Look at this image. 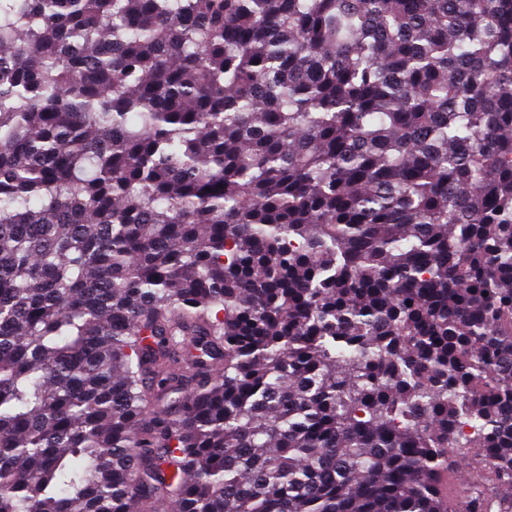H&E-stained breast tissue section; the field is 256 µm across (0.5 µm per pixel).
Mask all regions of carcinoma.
Returning <instances> with one entry per match:
<instances>
[{"mask_svg":"<svg viewBox=\"0 0 512 512\" xmlns=\"http://www.w3.org/2000/svg\"><path fill=\"white\" fill-rule=\"evenodd\" d=\"M160 506L512 512V0H0V512Z\"/></svg>","mask_w":512,"mask_h":512,"instance_id":"1","label":"carcinoma"}]
</instances>
